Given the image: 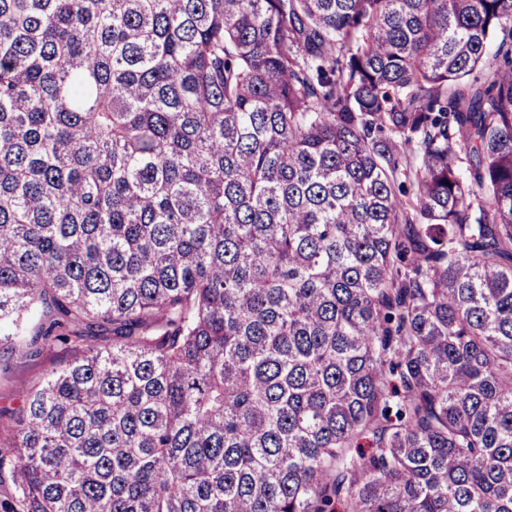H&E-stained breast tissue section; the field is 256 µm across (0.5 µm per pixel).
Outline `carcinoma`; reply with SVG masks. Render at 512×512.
Masks as SVG:
<instances>
[{"mask_svg":"<svg viewBox=\"0 0 512 512\" xmlns=\"http://www.w3.org/2000/svg\"><path fill=\"white\" fill-rule=\"evenodd\" d=\"M56 345L0 512H512V0H0V375Z\"/></svg>","mask_w":512,"mask_h":512,"instance_id":"1","label":"carcinoma"}]
</instances>
